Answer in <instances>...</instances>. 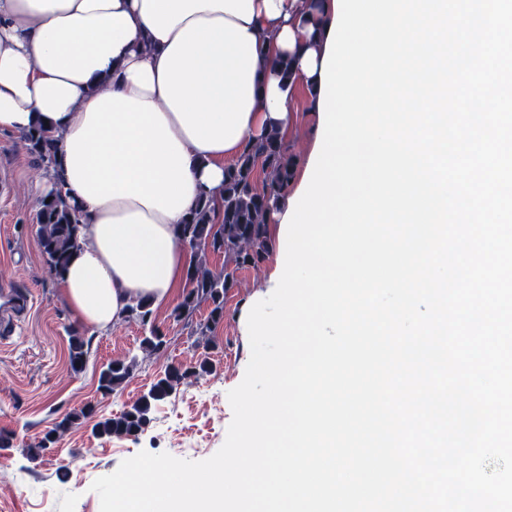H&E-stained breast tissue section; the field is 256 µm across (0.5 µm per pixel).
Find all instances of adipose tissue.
Wrapping results in <instances>:
<instances>
[{
  "label": "adipose tissue",
  "instance_id": "ef3b65f1",
  "mask_svg": "<svg viewBox=\"0 0 512 512\" xmlns=\"http://www.w3.org/2000/svg\"><path fill=\"white\" fill-rule=\"evenodd\" d=\"M0 0V131L47 124L80 246L60 278L85 325L124 320L139 299L175 298L180 226L218 192L245 143L290 135L292 97L273 64L320 85L334 0Z\"/></svg>",
  "mask_w": 512,
  "mask_h": 512
}]
</instances>
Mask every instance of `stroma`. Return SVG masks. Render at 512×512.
<instances>
[{
    "label": "stroma",
    "instance_id": "1",
    "mask_svg": "<svg viewBox=\"0 0 512 512\" xmlns=\"http://www.w3.org/2000/svg\"><path fill=\"white\" fill-rule=\"evenodd\" d=\"M294 130L290 151L305 159L315 136L316 118L306 87L293 92ZM44 173L22 138L0 133V286L28 290L32 305L14 322L9 340L0 343V512H100L93 481L117 470L121 462L146 451L193 461L215 454L224 444L233 412L228 393L243 380L251 349L241 321L254 294L267 286L278 256L270 249L258 266L236 273L224 301V319L210 338L176 320L173 304L155 306L156 323L167 348L149 355L140 349L143 329L124 320L104 330L81 324L67 309L58 275L46 263L38 241L39 201L32 185ZM82 336L88 361L81 373L69 367L70 333ZM136 358L122 388L99 389L103 365ZM210 372L181 385L158 403L150 424L138 435L97 436L95 421L110 418L147 393L166 367H189L202 360ZM91 419L72 424L35 461L24 448L35 444L56 422L83 407Z\"/></svg>",
    "mask_w": 512,
    "mask_h": 512
}]
</instances>
